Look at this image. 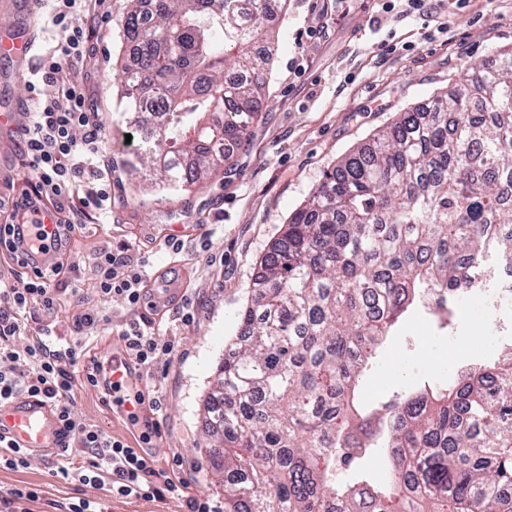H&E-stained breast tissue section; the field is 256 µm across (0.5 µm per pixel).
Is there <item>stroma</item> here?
Wrapping results in <instances>:
<instances>
[{"instance_id":"1","label":"stroma","mask_w":512,"mask_h":512,"mask_svg":"<svg viewBox=\"0 0 512 512\" xmlns=\"http://www.w3.org/2000/svg\"><path fill=\"white\" fill-rule=\"evenodd\" d=\"M124 11V0H112L110 15L93 27L95 53L79 72L112 140V211L105 216L88 210L66 254L77 271L61 295L57 318L47 322L41 310L31 309L23 338L31 340L48 326L70 337L69 308L78 304L110 317L84 350L108 358L124 347L123 324L150 321L156 333L174 341L175 351L158 354L138 380L147 399L142 414L158 426L144 450L157 469L187 479V495L220 502L224 485L208 468L203 404L224 346L236 335L237 313L253 296L262 257L343 156L399 113L453 87L461 71L492 48L512 43V0H468L462 8L443 0L438 21L430 23L384 11L381 0H288L275 17L280 47L248 136L206 184L160 193L148 190L142 173L128 164L138 146L126 137L138 135L140 126L120 98ZM51 18L49 5L35 0H0V40L30 29L41 50H48L57 38ZM34 65L0 56V111H25ZM33 181L16 127H0V198L21 197ZM175 224L185 229L177 240L169 237ZM104 247L131 264L146 262L157 275L156 288L184 291L193 322H182L178 303L155 319L149 307L133 311L121 297H100L94 262ZM509 323L507 312L475 305L442 328L425 309L415 310L384 344L363 382L364 400L377 404L397 392L448 381L461 366L494 354L501 339L496 327ZM154 398L159 406H151ZM74 410L112 438L132 441L126 422L113 417L97 388L76 386ZM58 461L47 453L21 469L0 467V492L37 488L40 498L29 503V512H55L54 503L81 498L97 500L109 512L182 510L172 494L126 499L113 495L110 483L63 478Z\"/></svg>"}]
</instances>
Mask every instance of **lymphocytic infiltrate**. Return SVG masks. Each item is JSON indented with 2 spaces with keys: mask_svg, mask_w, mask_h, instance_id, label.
Returning <instances> with one entry per match:
<instances>
[{
  "mask_svg": "<svg viewBox=\"0 0 512 512\" xmlns=\"http://www.w3.org/2000/svg\"><path fill=\"white\" fill-rule=\"evenodd\" d=\"M105 0H53V23L63 38L43 55L32 71L30 88L55 87L48 99H38L33 112L20 127L22 153L36 182L31 193L14 202L13 224L7 225L12 248L31 252H53L48 267L35 270L33 277L0 274V402L19 396L55 404L63 424V452L59 472L97 485L109 479L113 494L123 498L154 500L164 493H177L181 486L152 458L127 443L112 439L100 429L78 418L72 407L79 338L91 335L104 323L99 314L78 311L72 317L76 335L68 342L44 333L26 344H18L26 310L37 306L49 316L57 312L61 298L57 280L72 273L62 256L71 234L79 226L83 209L94 206L108 210L112 201V167L105 156L112 141L103 129L82 81L75 71L92 48L85 16H98ZM55 226L54 237L42 229L44 220ZM97 291L105 298L122 297L130 308L145 299L151 280L146 269L130 270L124 258L101 249L95 264ZM126 352L137 365H150L158 353H172L171 341L146 331L139 322L127 323L121 332ZM82 449L90 462L75 466L69 451Z\"/></svg>",
  "mask_w": 512,
  "mask_h": 512,
  "instance_id": "1",
  "label": "lymphocytic infiltrate"
}]
</instances>
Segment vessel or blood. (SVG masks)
Wrapping results in <instances>:
<instances>
[{
  "label": "vessel or blood",
  "instance_id": "obj_1",
  "mask_svg": "<svg viewBox=\"0 0 512 512\" xmlns=\"http://www.w3.org/2000/svg\"><path fill=\"white\" fill-rule=\"evenodd\" d=\"M36 52V40L26 32L0 41V55L27 58ZM60 431L58 411L52 403L23 396L0 403V441L9 447L27 453L52 450L58 446Z\"/></svg>",
  "mask_w": 512,
  "mask_h": 512
}]
</instances>
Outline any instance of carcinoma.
Segmentation results:
<instances>
[{
  "mask_svg": "<svg viewBox=\"0 0 512 512\" xmlns=\"http://www.w3.org/2000/svg\"><path fill=\"white\" fill-rule=\"evenodd\" d=\"M279 35L268 0H126L125 103L152 129L137 163L205 182L206 146L258 117ZM491 56L339 160L262 258L206 402L224 512H512V340L446 382L358 400L410 308L444 327L480 291L512 312L493 279L512 262V47ZM377 448L384 483L339 477Z\"/></svg>",
  "mask_w": 512,
  "mask_h": 512,
  "instance_id": "carcinoma-1",
  "label": "carcinoma"
}]
</instances>
